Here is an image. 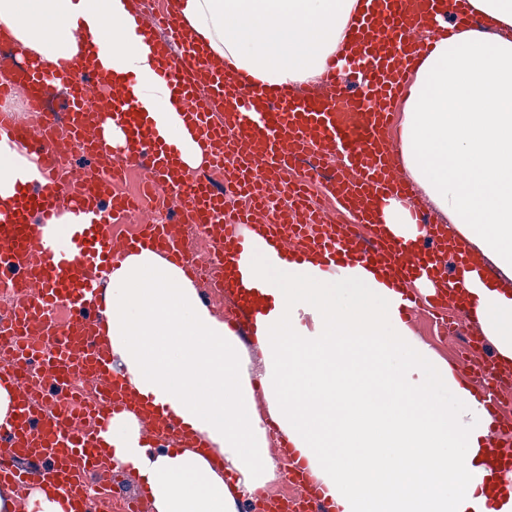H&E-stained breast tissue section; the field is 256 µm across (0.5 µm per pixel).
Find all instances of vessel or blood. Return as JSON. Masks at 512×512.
<instances>
[{
	"label": "vessel or blood",
	"mask_w": 512,
	"mask_h": 512,
	"mask_svg": "<svg viewBox=\"0 0 512 512\" xmlns=\"http://www.w3.org/2000/svg\"><path fill=\"white\" fill-rule=\"evenodd\" d=\"M470 22L467 0H362L350 26L352 47L328 62L320 90H285L270 97L263 88L244 83L235 69L216 67L196 48L171 2L163 13L145 16L141 33L159 44L160 74L180 99L184 124L195 132L209 168L226 170L230 183L225 187L186 170L177 139L159 137L150 123L136 81L106 83L95 57L86 58L81 67L64 65L50 74L31 58L1 81V102L21 86L36 106L56 85L68 86L71 148L107 163L111 174L87 169L62 182L69 157L47 135L56 113H43L39 125L25 130L0 115V136L35 152L44 176L43 182L19 186L16 205L0 210V279L9 280L24 297L10 316L16 335L9 348L14 365L0 371V386L13 392L10 420L0 425V485L44 484L59 491L71 512H97L86 489L88 477L112 468L101 434L127 413L138 415L146 443L160 432L176 437L222 469V459L212 456L201 435L175 420L142 412L98 339L102 275L129 252L162 250L186 275H193L197 262L181 238L184 227H214L225 290L235 287L239 261L252 249L245 227L261 223L282 258L295 261L314 250L331 260L347 253L365 265L382 262L398 273L393 288H406L424 274L441 284L432 297L433 308L460 304L459 282L446 274L448 258L457 255L447 225L431 223L427 213L415 210L413 220L429 225L430 231L402 244L387 236L377 220V206L383 199L413 194L411 184L397 174L390 128L415 63L428 51L417 41V29L429 24L442 36L448 24ZM105 125L124 133V149L113 148L99 135ZM330 160L337 167L328 176L324 170ZM136 165L144 166L150 183L163 185L168 196L181 200L172 223H155L158 198L152 191L134 202L113 194L112 173ZM260 168L282 186L287 207L269 206L254 180ZM321 175L327 191L351 213V226L322 223L319 211L310 207L309 186ZM132 207L141 216L140 232L113 239V219ZM65 210L82 216V223L72 225L64 242H43V230L52 228ZM62 303L69 306L67 322L49 325L48 310ZM32 364L39 373L35 388L26 375ZM499 373L494 359L473 352V385ZM77 380L99 388L96 405L45 406V389L69 387ZM284 454L292 475L307 485L304 496L293 506L284 499H257L254 512H337L335 499L312 479L299 451L288 447Z\"/></svg>",
	"instance_id": "vessel-or-blood-1"
}]
</instances>
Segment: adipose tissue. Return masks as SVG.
<instances>
[{
  "label": "adipose tissue",
  "mask_w": 512,
  "mask_h": 512,
  "mask_svg": "<svg viewBox=\"0 0 512 512\" xmlns=\"http://www.w3.org/2000/svg\"><path fill=\"white\" fill-rule=\"evenodd\" d=\"M196 41L269 93L319 78L358 0H175ZM489 28L449 26L415 68L402 103L398 158L464 252L469 317L512 363V0H469ZM132 0H0V37L47 70L96 50L111 81L135 77L161 136L186 166L203 157L158 75L155 43L136 38ZM35 154L0 138V208L42 181ZM245 259L262 311V390L270 416L308 459L341 512H512V480L484 452L492 422L474 390L416 336L385 271L307 255L274 260L252 229ZM499 272L485 274L486 265ZM100 340L134 392L203 436L224 458L140 445L135 415L105 434L113 462L147 484L155 512H238L265 489L273 459L238 338L204 306L182 269L150 249L109 275Z\"/></svg>",
  "instance_id": "adipose-tissue-1"
}]
</instances>
